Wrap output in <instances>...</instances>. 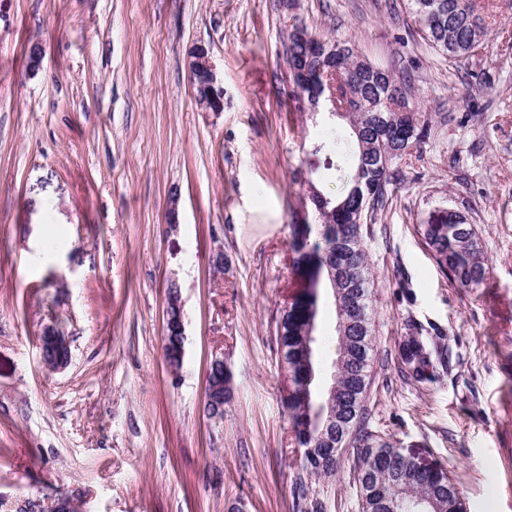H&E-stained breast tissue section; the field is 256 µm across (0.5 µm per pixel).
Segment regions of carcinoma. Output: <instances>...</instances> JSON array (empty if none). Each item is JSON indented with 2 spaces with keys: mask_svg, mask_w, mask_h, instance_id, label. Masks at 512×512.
Here are the masks:
<instances>
[{
  "mask_svg": "<svg viewBox=\"0 0 512 512\" xmlns=\"http://www.w3.org/2000/svg\"><path fill=\"white\" fill-rule=\"evenodd\" d=\"M415 31L437 54L456 62L474 59L473 50L485 47L486 25L476 0H408ZM324 55L311 57L300 36L288 38V73L304 76L289 80L298 107L320 106L313 94L323 74L336 69L339 100L353 105L336 116L348 120L349 133L325 129L324 144L351 160L347 169L337 167L340 189L333 197L315 187L307 199L318 224L306 219L291 224L289 248L292 270L301 289L284 304L276 318L275 342L288 381V408L294 439L303 449L301 469L313 475L336 472L341 453L330 456L332 444H350L354 479L361 512H420L421 501L429 512H464L459 489L440 464L422 465L401 455L391 440L365 423L366 397L371 383L375 328L371 307L375 283L364 250L370 222L385 210L389 197L410 179L403 159L429 140L433 126L424 112H396L394 94L405 95L393 74L359 58L347 42L323 40ZM418 234L451 284L466 292L484 285L488 261L476 228L453 207L440 224H420ZM336 307V348L342 356L334 392L323 387L320 340L316 321L324 297ZM409 336L400 346V359L410 377L419 383L438 380L437 370H448L445 337L426 336L423 328L408 324ZM313 336L312 356H304L305 339ZM179 336L165 330L166 358L180 365L175 355ZM230 372L216 361L209 367L208 382L224 384L222 393L211 392L206 409L221 415L230 394ZM331 408L334 424L327 428L316 409Z\"/></svg>",
  "mask_w": 512,
  "mask_h": 512,
  "instance_id": "carcinoma-1",
  "label": "carcinoma"
}]
</instances>
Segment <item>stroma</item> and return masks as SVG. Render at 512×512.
Segmentation results:
<instances>
[{
	"mask_svg": "<svg viewBox=\"0 0 512 512\" xmlns=\"http://www.w3.org/2000/svg\"><path fill=\"white\" fill-rule=\"evenodd\" d=\"M477 4L487 44L468 66L414 35L406 0H0V497L78 488L79 512H360L350 455L330 477L300 467L274 338L301 287L295 177L332 194L339 163L324 114L289 94L299 25L393 70L433 122L419 179L366 237L367 425L445 465L467 512H512V0ZM197 44L224 82L223 111L194 98ZM450 206L488 259L471 293L417 232ZM172 285L185 318L176 370L163 341ZM411 322L446 337L451 367L435 383L400 372ZM54 325L71 349L61 370L39 349ZM217 357L232 396L212 417Z\"/></svg>",
	"mask_w": 512,
	"mask_h": 512,
	"instance_id": "1",
	"label": "stroma"
}]
</instances>
